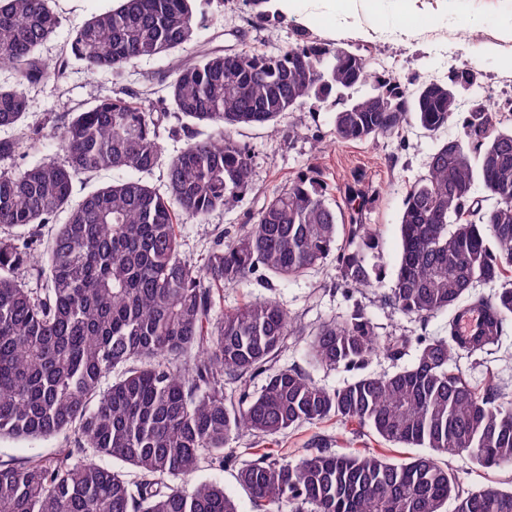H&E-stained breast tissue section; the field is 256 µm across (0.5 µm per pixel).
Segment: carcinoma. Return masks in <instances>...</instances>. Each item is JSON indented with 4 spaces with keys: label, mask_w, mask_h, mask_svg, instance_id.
<instances>
[{
    "label": "carcinoma",
    "mask_w": 512,
    "mask_h": 512,
    "mask_svg": "<svg viewBox=\"0 0 512 512\" xmlns=\"http://www.w3.org/2000/svg\"><path fill=\"white\" fill-rule=\"evenodd\" d=\"M208 0H117L73 31L55 65L37 55L60 19L53 0H0V56L16 80L0 85V127L17 128L25 86L61 77L73 60L117 76L142 59L171 56L196 41L197 11ZM252 17L276 25L269 0H244ZM376 82V93L403 108L376 112L372 98L344 95ZM413 90L396 77L373 78L370 63L344 48L312 41L276 57L252 47L203 50L173 68L168 99L156 107L136 91L75 113L57 139L61 162L44 159L0 171V227L49 224L67 212L45 254L18 234L0 239V436L50 438L77 433L74 447L22 465L0 463V512H238L224 485L179 481L201 459L224 467L231 436L274 438L335 417L369 428L398 448L432 453L392 459L314 448L296 460L264 451L237 471L253 512H512V490L463 489L444 454L478 449L483 468L512 465V396L496 384L472 385L456 364L500 343L512 317V130L491 111H462L458 99ZM337 108L343 141L391 135L413 117L435 132L457 120L460 135L430 157L410 186L400 232L401 259L388 301L427 319L448 313V335L417 340L413 364L391 375L365 374L341 387L314 382L276 363L304 327L275 299L245 300L216 313L226 286L288 281L332 253L342 282L372 288L367 259L375 233L349 230L336 252L338 216L314 180L301 177L267 198L229 240L219 238L202 267L179 250L178 226L203 223L251 188L253 160L234 131L272 125L307 100ZM176 114L185 144L167 167V194L142 180L159 165L160 127ZM209 124L211 134L195 127ZM30 139H0V161ZM122 170L132 177L71 204L79 174ZM482 184L493 203L475 195ZM26 269L48 288L34 295ZM495 288L490 297L473 289ZM483 321L472 336L456 322L470 310ZM378 349L371 319L355 309L309 334V363L360 370ZM116 371L107 388L102 378ZM258 392H250L255 380ZM236 385L224 392V381ZM93 450L94 457L72 458ZM119 460L135 471L99 464Z\"/></svg>",
    "instance_id": "1"
}]
</instances>
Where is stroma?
Listing matches in <instances>:
<instances>
[{
    "label": "stroma",
    "instance_id": "1",
    "mask_svg": "<svg viewBox=\"0 0 512 512\" xmlns=\"http://www.w3.org/2000/svg\"><path fill=\"white\" fill-rule=\"evenodd\" d=\"M114 0H55L53 7L61 23L52 37L38 49L49 63L65 55L71 33L94 13L109 9ZM512 16V0H449L447 24L422 22L414 36L402 40L392 34L395 20L383 12L372 20H360L340 27L319 21L304 25L288 19L275 26L256 24L242 0H224L205 9L197 42L189 44L185 57L198 47L224 48L247 44L260 52L279 55L289 45L318 41L332 43L367 58L377 74H393L417 86L429 81L447 82L451 72L467 66L474 70L477 83L460 93L463 106L483 100L485 91L499 99L500 127H512V40L499 36V21ZM479 32L474 43L460 37L462 29ZM172 62L161 56L139 62L121 76L88 73L76 62L70 63L64 78H48L28 86L26 127L39 133V140L23 147L9 160V167H24L45 158L57 157L56 138L71 112L89 107L97 100L112 98L125 87L157 92L171 81ZM334 112L324 104L308 100L300 111L283 113L276 128L246 126L237 130L236 140L247 146L253 157V184L233 207L209 214L205 223L181 225V252L196 264H203L220 233L235 231L249 215L258 211L268 195L287 186L299 176L313 178L325 190L327 203L336 210L342 224H367L374 230L378 247L368 260L376 265L379 280L375 287H344L335 259L309 270L305 275L266 288L245 283L225 288L218 309L230 308L247 298H277L288 312L307 327H316L331 318H345L353 309L363 310L372 320L380 344L399 336L446 335L448 316L441 313L420 323L394 309L387 297L394 285L400 261V220L406 193L427 172L436 147L458 133L456 125L435 132L408 120L398 134L378 140L344 142L334 133ZM459 364L478 385L499 383L512 393V329L499 346L478 355L461 358ZM321 438L338 454L381 451L384 443L372 434H353L339 422L327 420L306 424L269 441V448L295 456L308 448L313 438ZM73 433L38 440L0 437V462L21 463L55 456L59 448L73 442ZM256 440L245 434L231 441V464L218 468L201 463L194 482L217 481L234 499L238 512H252L248 493L238 484L239 464L251 460ZM465 489L487 484L512 485V466L482 469L463 457H453Z\"/></svg>",
    "mask_w": 512,
    "mask_h": 512
}]
</instances>
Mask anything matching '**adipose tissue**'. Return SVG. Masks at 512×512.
<instances>
[{"label":"adipose tissue","mask_w":512,"mask_h":512,"mask_svg":"<svg viewBox=\"0 0 512 512\" xmlns=\"http://www.w3.org/2000/svg\"><path fill=\"white\" fill-rule=\"evenodd\" d=\"M416 2L417 0H273L272 7L284 16L298 17L306 25L323 16L333 19L341 26L347 25L349 20L378 14L389 8L405 19L404 25L396 28V35L408 38L416 31Z\"/></svg>","instance_id":"obj_1"}]
</instances>
